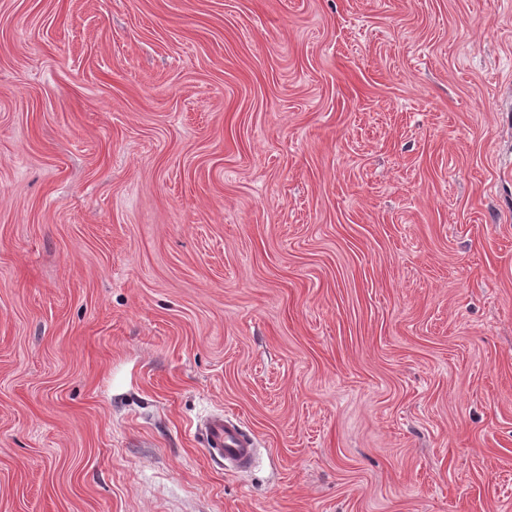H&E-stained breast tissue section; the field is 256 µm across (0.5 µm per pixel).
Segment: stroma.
<instances>
[{"label":"stroma","instance_id":"obj_1","mask_svg":"<svg viewBox=\"0 0 512 512\" xmlns=\"http://www.w3.org/2000/svg\"><path fill=\"white\" fill-rule=\"evenodd\" d=\"M0 512H512V0H0ZM240 422L218 413L197 427L198 439L209 457L225 462L236 472L250 469L256 460L255 441L248 437Z\"/></svg>","mask_w":512,"mask_h":512}]
</instances>
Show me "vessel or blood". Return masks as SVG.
<instances>
[{"instance_id":"b4317fda","label":"vessel or blood","mask_w":512,"mask_h":512,"mask_svg":"<svg viewBox=\"0 0 512 512\" xmlns=\"http://www.w3.org/2000/svg\"><path fill=\"white\" fill-rule=\"evenodd\" d=\"M209 457L228 464L234 471L250 469L256 460V444L242 430L237 419L218 413L197 429Z\"/></svg>"}]
</instances>
